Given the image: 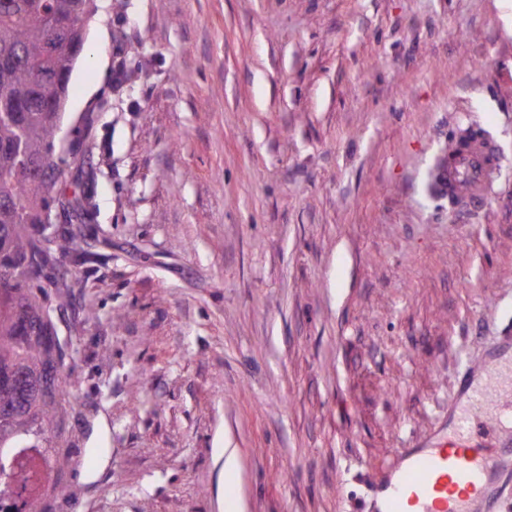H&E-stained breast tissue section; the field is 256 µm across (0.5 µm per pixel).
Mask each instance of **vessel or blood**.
Listing matches in <instances>:
<instances>
[{"label": "vessel or blood", "instance_id": "vessel-or-blood-1", "mask_svg": "<svg viewBox=\"0 0 512 512\" xmlns=\"http://www.w3.org/2000/svg\"><path fill=\"white\" fill-rule=\"evenodd\" d=\"M499 165L492 139L467 136L445 155L439 191L467 208H481L482 188ZM484 368L497 378L483 387L462 373V404L447 439L403 450L398 466L378 485L383 512H496L499 479L512 469V451L492 452L489 439L495 431L483 416L492 397H512V336L487 353Z\"/></svg>", "mask_w": 512, "mask_h": 512}]
</instances>
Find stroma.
Returning <instances> with one entry per match:
<instances>
[{"instance_id":"stroma-1","label":"stroma","mask_w":512,"mask_h":512,"mask_svg":"<svg viewBox=\"0 0 512 512\" xmlns=\"http://www.w3.org/2000/svg\"><path fill=\"white\" fill-rule=\"evenodd\" d=\"M102 4L41 512H367L512 336V0ZM465 129L503 156L474 214L431 187Z\"/></svg>"}]
</instances>
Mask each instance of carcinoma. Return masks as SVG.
Instances as JSON below:
<instances>
[{
	"label": "carcinoma",
	"mask_w": 512,
	"mask_h": 512,
	"mask_svg": "<svg viewBox=\"0 0 512 512\" xmlns=\"http://www.w3.org/2000/svg\"><path fill=\"white\" fill-rule=\"evenodd\" d=\"M95 0H0V451L25 443H50V426L60 422L52 378L55 352L45 339L57 337L44 289L28 271L49 266L52 253L73 251L74 237L57 236L53 252L41 251L39 231L50 232V209L58 163L50 149L62 124L71 75L85 46L86 26L61 30L57 24L90 20Z\"/></svg>",
	"instance_id": "obj_1"
}]
</instances>
